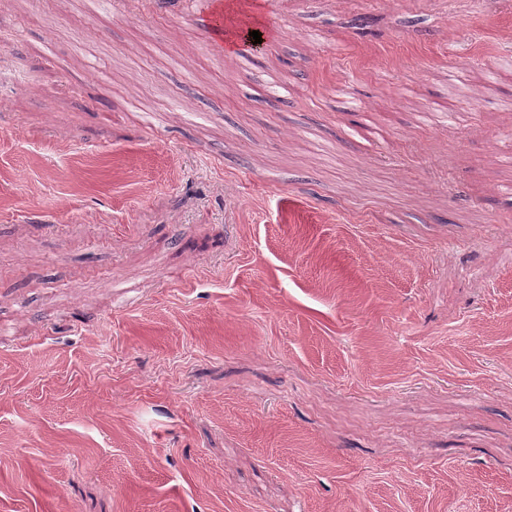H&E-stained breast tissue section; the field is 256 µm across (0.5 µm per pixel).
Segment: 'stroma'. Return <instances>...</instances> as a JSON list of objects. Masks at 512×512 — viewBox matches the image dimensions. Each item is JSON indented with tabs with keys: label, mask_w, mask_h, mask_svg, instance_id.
I'll use <instances>...</instances> for the list:
<instances>
[{
	"label": "stroma",
	"mask_w": 512,
	"mask_h": 512,
	"mask_svg": "<svg viewBox=\"0 0 512 512\" xmlns=\"http://www.w3.org/2000/svg\"><path fill=\"white\" fill-rule=\"evenodd\" d=\"M0 0V512H512V0ZM209 3L212 9L211 27L209 28V38L216 43L223 44L222 41L216 35V32H221L223 30L222 22L221 25L219 26L214 24L213 22L217 21L216 19L218 17H222L220 19L223 20V13L219 14L216 11L218 7H220L222 12L224 2L222 0H212L209 1ZM223 33L224 49L226 51H231L233 49L240 48V36H242V33H234L227 30L226 28H224Z\"/></svg>",
	"instance_id": "stroma-1"
}]
</instances>
